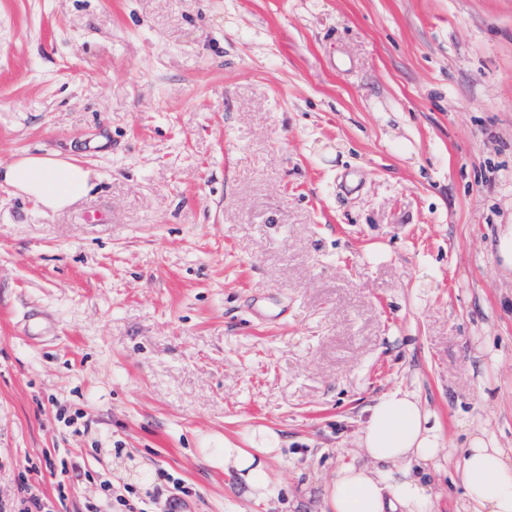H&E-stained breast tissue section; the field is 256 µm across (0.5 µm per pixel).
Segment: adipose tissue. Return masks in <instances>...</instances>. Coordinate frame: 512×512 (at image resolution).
Listing matches in <instances>:
<instances>
[{"label":"adipose tissue","instance_id":"ef3b65f1","mask_svg":"<svg viewBox=\"0 0 512 512\" xmlns=\"http://www.w3.org/2000/svg\"><path fill=\"white\" fill-rule=\"evenodd\" d=\"M93 178L91 169L56 153L28 154L0 168V184L50 211L87 195ZM356 446L367 462L337 469L325 488L329 512H432L430 495L413 469L440 462L444 433L414 391L398 388L369 406ZM281 452L278 434L257 428L225 439L210 459L223 466L245 497L261 502L278 493L269 462ZM459 468L462 512H512V461L493 433L481 428L470 434Z\"/></svg>","mask_w":512,"mask_h":512}]
</instances>
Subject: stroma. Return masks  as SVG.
Returning <instances> with one entry per match:
<instances>
[{
  "label": "stroma",
  "instance_id": "35a3bbf8",
  "mask_svg": "<svg viewBox=\"0 0 512 512\" xmlns=\"http://www.w3.org/2000/svg\"><path fill=\"white\" fill-rule=\"evenodd\" d=\"M29 152L97 181L0 186V502L164 512L167 475L316 512L399 387L444 429L433 512L474 427L512 448V0H0V166ZM258 427L259 503L204 457ZM95 173L57 153L25 156L0 167V185L32 200L43 210L60 211L84 197ZM497 254L504 271L512 270V225L502 224L497 237ZM19 490L22 494L17 502L10 505L13 510H5V507L0 502V510L2 512H49L48 504L44 499L37 494L32 486L28 483V478L21 477ZM17 508V509H14Z\"/></svg>",
  "mask_w": 512,
  "mask_h": 512
}]
</instances>
